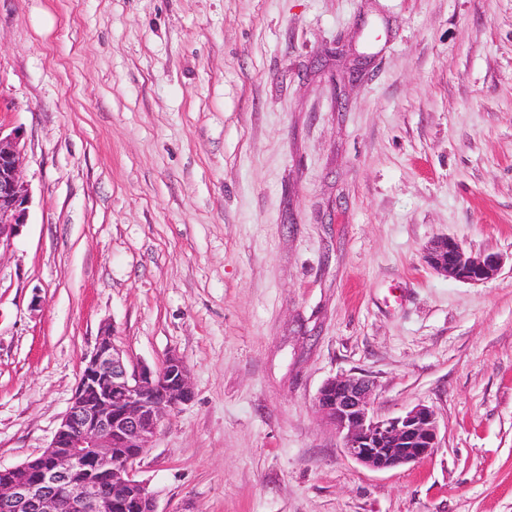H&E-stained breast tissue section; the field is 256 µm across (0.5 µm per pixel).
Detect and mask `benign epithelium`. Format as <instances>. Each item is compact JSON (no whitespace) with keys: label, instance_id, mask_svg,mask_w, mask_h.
I'll return each mask as SVG.
<instances>
[{"label":"benign epithelium","instance_id":"benign-epithelium-1","mask_svg":"<svg viewBox=\"0 0 512 512\" xmlns=\"http://www.w3.org/2000/svg\"><path fill=\"white\" fill-rule=\"evenodd\" d=\"M21 136L0 130V250L9 248L27 224L30 193L21 177ZM426 262L439 274L473 284L493 279L502 258L475 255L453 237L434 239ZM364 376L327 380L316 406L342 436L343 453L374 471L416 463L439 447L436 415L418 404L405 414L381 417ZM192 399L190 373L176 353L153 370L128 372L104 331L84 367L70 407L52 441L30 462L5 469L0 512H114L120 500L157 512L148 485L135 477L134 463L151 447L170 412Z\"/></svg>","mask_w":512,"mask_h":512}]
</instances>
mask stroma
I'll return each mask as SVG.
<instances>
[{
    "label": "stroma",
    "mask_w": 512,
    "mask_h": 512,
    "mask_svg": "<svg viewBox=\"0 0 512 512\" xmlns=\"http://www.w3.org/2000/svg\"><path fill=\"white\" fill-rule=\"evenodd\" d=\"M0 129L31 190L0 467L108 328L129 370L190 369L137 465L158 512H512V0H0ZM443 235L501 270L434 272ZM340 375L439 448L345 457Z\"/></svg>",
    "instance_id": "1"
}]
</instances>
